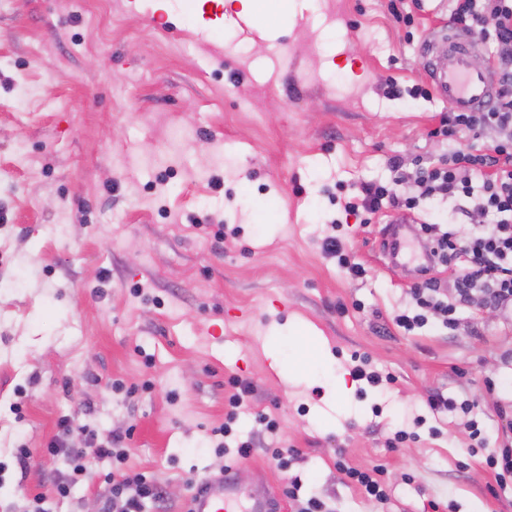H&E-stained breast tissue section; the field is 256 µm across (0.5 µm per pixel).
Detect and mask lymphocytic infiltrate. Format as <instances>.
<instances>
[{
	"mask_svg": "<svg viewBox=\"0 0 512 512\" xmlns=\"http://www.w3.org/2000/svg\"><path fill=\"white\" fill-rule=\"evenodd\" d=\"M450 20L460 31L494 43L496 52L488 63L497 77L498 91L493 102L475 112L445 113L435 133L455 142L466 136L492 130L496 139L486 151L456 148L435 166L420 169L414 181L422 195L460 194L469 199L474 211L494 216L491 224L477 225L462 235L439 224H421L419 231L428 243L425 255L432 266L451 267L452 288L442 286L436 277H421L410 287L411 308L396 313L392 321L405 332L425 327L438 319L450 330L460 323L458 308L481 295L485 305L500 312L512 311V0H452ZM403 212H414L417 198L376 184H364L345 205L349 213L376 212L382 205ZM46 452L63 458L67 469L57 475L54 493L68 497L74 484L89 473L92 460L108 459L111 472L105 474L107 486L103 512H164L165 496L156 479L127 468L129 450L125 438L113 435L97 440L93 430H85L79 445L52 440ZM277 467L287 472L283 493L295 512H333L317 498H302V479L291 471L298 457L296 449L270 451ZM336 468L345 483L361 489L375 504L387 503L384 469L349 466L337 459Z\"/></svg>",
	"mask_w": 512,
	"mask_h": 512,
	"instance_id": "f902f5d3",
	"label": "lymphocytic infiltrate"
}]
</instances>
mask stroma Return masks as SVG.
Returning <instances> with one entry per match:
<instances>
[{"label": "stroma", "instance_id": "35a3bbf8", "mask_svg": "<svg viewBox=\"0 0 512 512\" xmlns=\"http://www.w3.org/2000/svg\"><path fill=\"white\" fill-rule=\"evenodd\" d=\"M153 2L0 0V512H27L39 493L49 512H100L109 461L53 493L65 463L42 450L65 415L102 438L132 430L128 467L181 512L192 482L229 462L206 441L232 376L254 387L234 425L258 446L237 465L243 490L263 476L280 491L264 452L275 442L299 450L304 494L336 512H430L432 500L512 512L484 464L503 440L496 405L512 399V321L466 309L458 330L405 334L391 317L411 305V269L383 264L384 216L343 209L362 183L447 154L432 131L448 106L422 94L421 46L451 0H402L409 27L390 0H295L272 36L225 20L224 0ZM174 125L185 139L168 138ZM464 207L438 195L418 218L464 234ZM220 224L238 235L215 240ZM330 233L365 278L323 256ZM306 334L331 361L298 371ZM355 355L395 383L353 379ZM338 386L347 399L332 400ZM436 392L477 401L484 448L468 416L430 414ZM258 412L278 419L277 436ZM417 415L418 440L388 448ZM340 454L385 467L384 510L344 483Z\"/></svg>", "mask_w": 512, "mask_h": 512}]
</instances>
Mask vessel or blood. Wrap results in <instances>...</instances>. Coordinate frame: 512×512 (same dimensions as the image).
<instances>
[{"label":"vessel or blood","mask_w":512,"mask_h":512,"mask_svg":"<svg viewBox=\"0 0 512 512\" xmlns=\"http://www.w3.org/2000/svg\"><path fill=\"white\" fill-rule=\"evenodd\" d=\"M477 46L468 34L449 30L442 43L426 39L422 51L433 60L430 81L435 95L458 112H473L484 107L496 95L492 74L472 66ZM409 218L390 217L382 235V255L391 265L403 263L408 238ZM186 512H273L265 494L251 496L239 488L236 480L225 474L204 479L191 494Z\"/></svg>","instance_id":"1"}]
</instances>
